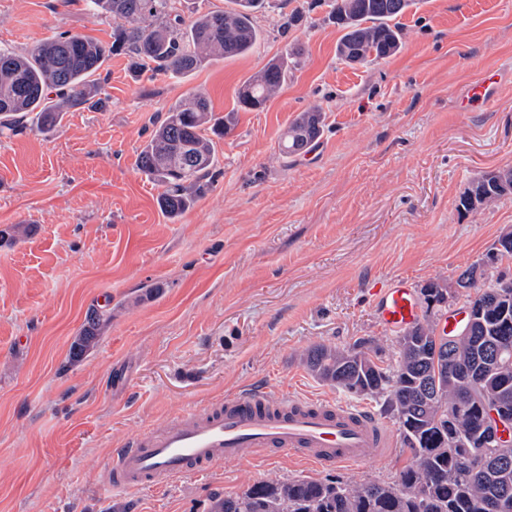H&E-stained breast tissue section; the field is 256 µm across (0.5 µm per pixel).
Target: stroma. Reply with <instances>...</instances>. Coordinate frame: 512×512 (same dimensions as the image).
Masks as SVG:
<instances>
[{"label": "stroma", "instance_id": "35a3bbf8", "mask_svg": "<svg viewBox=\"0 0 512 512\" xmlns=\"http://www.w3.org/2000/svg\"><path fill=\"white\" fill-rule=\"evenodd\" d=\"M296 12L302 22L284 29ZM397 22V53L348 65L320 0H267L252 54L177 80L136 77L114 54L97 105L66 109L49 132L0 135V229L23 230L0 245V512H209L214 495L261 480H395L400 444L360 468L259 457L166 489L100 488L125 440L259 384L380 414V399L318 381L302 354L366 339L391 360L401 333L379 322L373 289L454 281L512 226V195L457 208L474 178L512 167V0H415ZM116 27L85 0H0V46L20 53L62 33L108 45ZM293 44L301 56L278 93L238 109L241 85ZM488 69L503 74L495 96L462 109ZM195 92L235 127L210 189L171 221L136 157ZM309 109L324 132L283 162L280 136ZM104 306L111 323L70 363L88 311Z\"/></svg>", "mask_w": 512, "mask_h": 512}]
</instances>
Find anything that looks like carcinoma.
Segmentation results:
<instances>
[{
    "mask_svg": "<svg viewBox=\"0 0 512 512\" xmlns=\"http://www.w3.org/2000/svg\"><path fill=\"white\" fill-rule=\"evenodd\" d=\"M177 0H86L94 16L110 14L125 25L107 47L84 36L60 34L19 55L0 48V132L16 131L27 119L41 131L54 129L63 104L87 103L93 77L112 51L134 59L138 75L174 77L195 72L217 58L252 53L261 37L254 10L263 0H233L235 8L209 11L185 21ZM413 0H327L329 16L344 31L336 54L352 64L382 59L401 45L395 20ZM288 62L276 60L243 84L237 104L244 110L264 107L284 83ZM232 115L217 117L207 97L197 94L176 103L153 129L137 154L139 171L162 188L160 211L170 220L190 210L211 184L217 167L213 137L229 134ZM323 133L317 110L297 115L283 133L280 156L296 157ZM512 194V168L477 177L459 199L462 213L473 212ZM476 292L466 295L465 308L487 306L470 325V340L455 358L436 344L437 319L455 301L457 289L431 281L420 289L424 314L403 331L395 365L383 366L381 350L360 340L348 348L317 345L303 362L319 380L359 396H379L385 410L399 422L410 461L392 482L350 485L331 478L259 481L240 493L212 497L210 512H512V447L498 454L468 456L459 438L484 434L483 404L495 401L512 414V363L489 367L488 352L502 339L512 340V302L498 310L494 279L481 272ZM112 312L89 311L84 329L71 346L77 360L92 349Z\"/></svg>",
    "mask_w": 512,
    "mask_h": 512,
    "instance_id": "obj_1",
    "label": "carcinoma"
}]
</instances>
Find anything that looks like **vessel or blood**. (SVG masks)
Listing matches in <instances>:
<instances>
[{
	"instance_id": "1",
	"label": "vessel or blood",
	"mask_w": 512,
	"mask_h": 512,
	"mask_svg": "<svg viewBox=\"0 0 512 512\" xmlns=\"http://www.w3.org/2000/svg\"><path fill=\"white\" fill-rule=\"evenodd\" d=\"M501 80L500 73L485 72L462 95V102L490 99ZM373 302L380 322L390 330L407 329L421 314L403 279L374 291ZM394 445L387 424L362 408L293 394L274 397L266 387L255 386L216 405L187 407L161 430L114 449L101 486L111 493L166 488L215 464L262 453L352 468L385 459Z\"/></svg>"
}]
</instances>
